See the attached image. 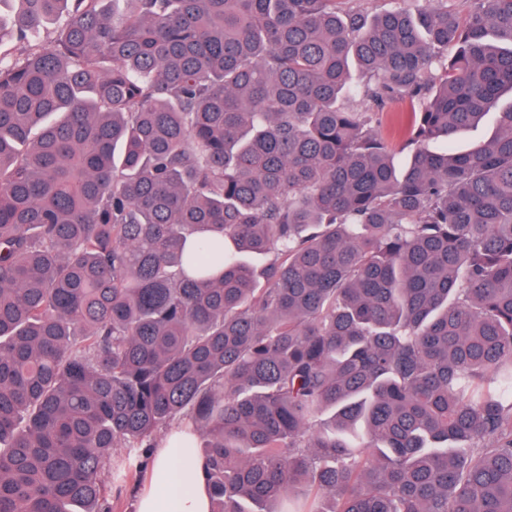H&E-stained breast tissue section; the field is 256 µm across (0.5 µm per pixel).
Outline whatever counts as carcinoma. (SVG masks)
<instances>
[{"mask_svg": "<svg viewBox=\"0 0 512 512\" xmlns=\"http://www.w3.org/2000/svg\"><path fill=\"white\" fill-rule=\"evenodd\" d=\"M350 2L0 0V512H512V0ZM184 442L176 428L166 434L139 482L113 487L112 512H210L203 466L187 454ZM152 460L151 489L138 502L141 491L149 486Z\"/></svg>", "mask_w": 512, "mask_h": 512, "instance_id": "cac0c4a2", "label": "carcinoma"}]
</instances>
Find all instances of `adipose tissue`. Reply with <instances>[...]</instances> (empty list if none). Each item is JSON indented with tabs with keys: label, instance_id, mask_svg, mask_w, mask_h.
<instances>
[{
	"label": "adipose tissue",
	"instance_id": "adipose-tissue-1",
	"mask_svg": "<svg viewBox=\"0 0 512 512\" xmlns=\"http://www.w3.org/2000/svg\"><path fill=\"white\" fill-rule=\"evenodd\" d=\"M184 441L176 430L160 440L151 488L140 498L137 512H210L203 466L188 455Z\"/></svg>",
	"mask_w": 512,
	"mask_h": 512
}]
</instances>
